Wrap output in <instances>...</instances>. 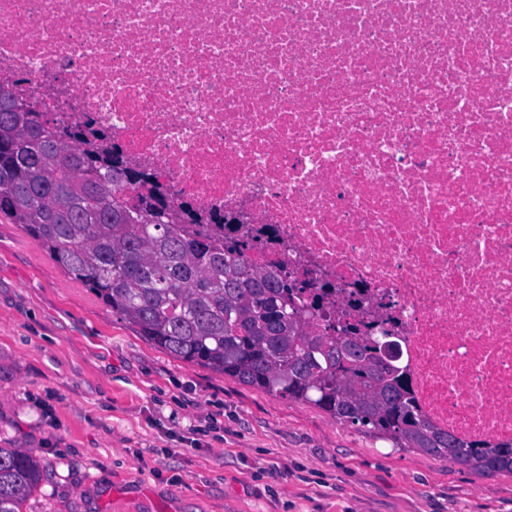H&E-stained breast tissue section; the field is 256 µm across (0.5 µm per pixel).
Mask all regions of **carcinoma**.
I'll list each match as a JSON object with an SVG mask.
<instances>
[{"label":"carcinoma","mask_w":512,"mask_h":512,"mask_svg":"<svg viewBox=\"0 0 512 512\" xmlns=\"http://www.w3.org/2000/svg\"><path fill=\"white\" fill-rule=\"evenodd\" d=\"M0 214L21 224L75 279L159 348L334 419L478 474H512V441L493 448L435 429L383 365L384 337L307 330L302 285L275 266L252 268L243 244H215L155 207L130 205L112 184V146L60 132L15 97H0ZM33 451L0 448V512H24L41 481Z\"/></svg>","instance_id":"obj_1"}]
</instances>
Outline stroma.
<instances>
[{"label": "stroma", "mask_w": 512, "mask_h": 512, "mask_svg": "<svg viewBox=\"0 0 512 512\" xmlns=\"http://www.w3.org/2000/svg\"><path fill=\"white\" fill-rule=\"evenodd\" d=\"M0 447L45 473L25 512H512V474L175 359L1 216Z\"/></svg>", "instance_id": "1"}]
</instances>
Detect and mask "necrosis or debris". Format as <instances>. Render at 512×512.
Here are the masks:
<instances>
[{"label": "necrosis or debris", "instance_id": "obj_1", "mask_svg": "<svg viewBox=\"0 0 512 512\" xmlns=\"http://www.w3.org/2000/svg\"><path fill=\"white\" fill-rule=\"evenodd\" d=\"M1 82L512 441V0H0Z\"/></svg>", "mask_w": 512, "mask_h": 512}]
</instances>
